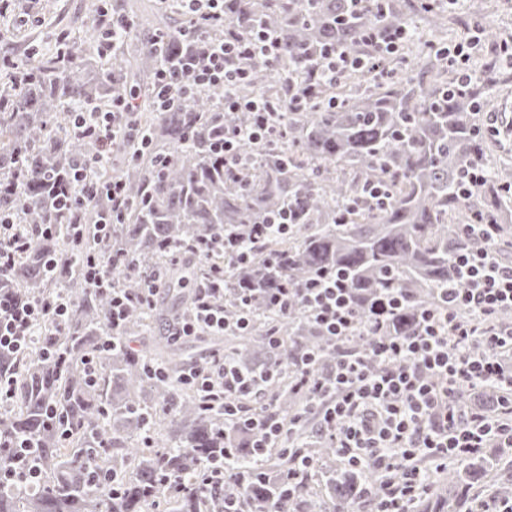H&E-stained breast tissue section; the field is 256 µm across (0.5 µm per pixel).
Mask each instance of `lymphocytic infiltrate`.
I'll return each instance as SVG.
<instances>
[{
    "label": "lymphocytic infiltrate",
    "instance_id": "lymphocytic-infiltrate-1",
    "mask_svg": "<svg viewBox=\"0 0 512 512\" xmlns=\"http://www.w3.org/2000/svg\"><path fill=\"white\" fill-rule=\"evenodd\" d=\"M182 10L197 19L195 28L182 29L168 37L155 36V44L174 40L188 44L189 54L178 66L163 64L154 82L160 107L180 96L201 93L220 86L224 110L251 112L246 127L225 126L224 163L241 164V148L269 140L281 130V112L261 96L243 99L237 88L247 81V62L274 61L281 45L264 30L242 33L225 26L224 0H176ZM223 27L219 39L203 38V31ZM135 98L121 94L109 109L92 106L72 109L69 130L73 137L91 139L101 154L83 162L73 174L71 223L81 224V210L104 196L112 204V216L99 222L95 233L108 245L112 227L120 223L128 199L122 180L98 186L88 180L89 171L103 166L104 150L123 144L130 160H138L145 140L129 128ZM289 217L273 225H253L248 238L229 233L192 244L193 252L207 256L224 252L233 263H248L254 243L273 230L288 234ZM31 239L22 224L0 216V274L10 270L26 253ZM459 284L443 290L440 302L423 310L416 330L405 336L382 335L383 318L395 308V299L383 300L379 310L361 316L339 276H322L306 287L281 286L257 294L255 289L230 287L217 271L196 284L193 308L172 331L175 339L208 330L216 335H248L253 324V302L263 296L276 314L285 316L302 306L335 348L329 372L318 370L316 353L308 352L292 367L297 386L306 393L304 405L288 419H280L268 390L282 369L271 365L243 374L227 359L210 369H192L181 376L204 397L219 400L224 423L240 433L261 434L258 447L272 448L290 438L293 428L316 419L321 435L332 439L345 464L374 463L385 480L377 492L374 512H416L418 499L429 492L434 475L445 469L449 458H462L481 448H512V370L504 360L512 354V327L498 324V316L512 312V264L503 263L491 251L465 252L457 256ZM89 285L112 290L109 324L113 337H120L127 309L133 299L152 303L161 287L160 275L146 278L139 297L113 287L95 256H88L84 273ZM69 305L64 297L21 302L0 296V350L21 354L34 349L35 330L50 336L65 326ZM371 339L368 355L349 348L353 336ZM379 369H370L368 359ZM479 385L497 387L501 414L489 415L464 408L458 394Z\"/></svg>",
    "mask_w": 512,
    "mask_h": 512
}]
</instances>
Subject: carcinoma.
Wrapping results in <instances>:
<instances>
[{"instance_id": "obj_1", "label": "carcinoma", "mask_w": 512, "mask_h": 512, "mask_svg": "<svg viewBox=\"0 0 512 512\" xmlns=\"http://www.w3.org/2000/svg\"><path fill=\"white\" fill-rule=\"evenodd\" d=\"M224 17L242 18L279 39L282 55L273 63L253 61L238 95L256 94L281 107L287 136L242 149L243 165L224 167L214 152L224 139V124L245 127L250 114H226L219 108L224 89L182 96L168 110L148 94L158 59L146 41L130 36L119 45L115 65L98 66L96 42L65 41L63 46L24 61L0 76V211L12 213L35 230L24 256L0 275V294L15 299L56 297L61 278L70 312L64 331L46 337L61 356H22L0 351V378L13 383L19 411L0 417V473L14 466L11 445L32 442L27 461L38 477L31 486L0 485V512H145L169 498L175 512H225L233 501L250 512H311L315 507L305 473L293 495L276 478L288 469L285 449L262 481L242 492L233 479L221 488L204 486L201 464L224 458L228 469L254 467L255 435L224 432V411L180 382L181 343L168 336L154 340L157 353L146 357L122 341L104 347L112 294L86 285L82 271L88 254H99L94 224L110 209L106 198L82 211L84 241L77 247L68 210L57 193L71 187L79 162L99 145L69 132L63 105L112 104L135 88L144 94L133 121L148 146L141 159L116 171L126 185L129 205L122 223L112 226L110 251L128 262L119 287L129 294L159 271L167 288H185L221 267L232 284L274 288L284 281L301 285L326 272H339L357 309L371 314L381 300L397 295L401 306L385 316L380 335L403 336L418 325L421 311L436 303L439 291L456 283L455 258L490 248L502 256L512 247V166L493 161V139L478 112L488 103L493 75L482 73L464 91L448 75L445 57L429 44L410 59L403 54L378 61L385 75L352 68L336 83L316 69L322 49L336 47L352 58H367L363 39L370 29H392L414 17L436 31L445 11L419 0H378L373 6L351 0H228ZM314 86L292 106L288 86ZM169 157L167 167L156 157ZM479 163L486 179L472 195L460 193L459 179ZM373 186L385 194L378 204ZM296 216L288 236L270 234L247 264L230 265L221 252L200 257L187 251L190 241L224 231L248 237L254 224L279 213ZM492 218L494 238L464 231L466 224ZM58 261L51 271L49 259ZM189 305L135 302L129 307L125 335L144 331L146 315L180 318ZM261 320L252 333L238 337L228 359L243 370L293 363L303 350L321 353L328 366L333 349L309 323L303 309ZM275 325L278 346L266 339ZM158 363L163 374L149 371ZM278 414L299 403L293 382L284 375L273 384ZM163 415L167 446L151 450L131 441L150 435ZM294 445L319 460L336 456L332 443L300 431ZM508 453L478 451L437 478L423 498L427 512H465L470 489L482 483L496 457ZM117 478L112 494L95 480ZM382 477L370 464L346 466L328 489L333 512L355 509L379 487Z\"/></svg>"}]
</instances>
